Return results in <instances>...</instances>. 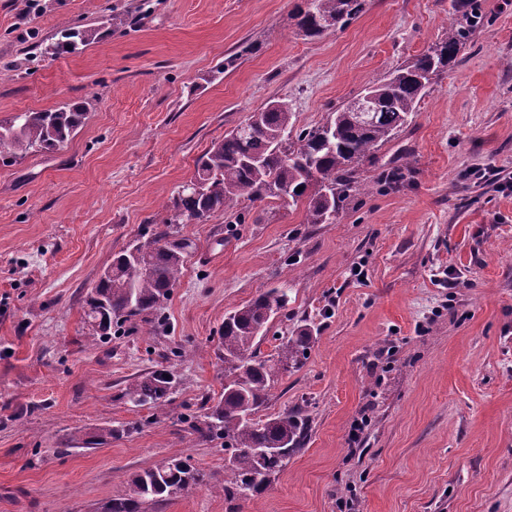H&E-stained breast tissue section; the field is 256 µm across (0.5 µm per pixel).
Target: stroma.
<instances>
[{"label": "stroma", "mask_w": 512, "mask_h": 512, "mask_svg": "<svg viewBox=\"0 0 512 512\" xmlns=\"http://www.w3.org/2000/svg\"><path fill=\"white\" fill-rule=\"evenodd\" d=\"M300 3L0 0V121L93 102L60 150L0 160V512H105L181 457L204 484L146 512H512V0H475L456 62L333 222L267 199L172 225L192 249L161 320L105 340L86 322L101 272L159 231L212 143L279 99L296 129L322 125L444 38L451 8L365 0L310 39ZM272 288L288 305L261 356L303 328L311 342L263 412L302 408L308 436L261 494L231 500L222 441L190 426L224 388L225 315ZM158 369L175 380L164 411L132 406L128 385ZM102 426L122 434L83 447ZM103 27L99 28H90V29H70L68 32L64 33L54 45H52V55H61L64 53H72L75 52L79 46L87 45L93 42L100 35V30Z\"/></svg>", "instance_id": "1"}]
</instances>
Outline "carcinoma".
<instances>
[{
	"mask_svg": "<svg viewBox=\"0 0 512 512\" xmlns=\"http://www.w3.org/2000/svg\"><path fill=\"white\" fill-rule=\"evenodd\" d=\"M364 0H307L297 12V26L304 36H323L320 23L342 24L360 13ZM456 18L445 38L412 61L396 67L384 79L366 89L378 95L379 111L363 126L352 113L339 109L314 129L294 132L293 112L286 100H278L237 125L224 139L204 151L194 164V176L205 191L194 193L181 185L168 205L170 214L162 223L203 224L224 207L239 200H279L294 206L307 198L306 223L323 224L339 213L356 191V175L363 162H372L380 147L407 123L432 80L448 71L472 26L467 0H453ZM99 29H71L54 45L55 55L72 53L93 42ZM89 102L65 104L41 112H18L7 124L21 133L0 147L13 158L32 153H50L72 139L84 126ZM281 140V153L271 150ZM301 191H296V188ZM184 239L172 240L163 230L144 243L132 246L112 261L111 273L98 281L87 300L86 318L101 338L112 326L143 313L160 310L179 280L188 255ZM288 303L287 293L271 289L231 311L224 321V392L208 408L202 423L192 429L202 439H222L232 449L224 465V493L249 498L261 492L268 478L280 471L288 457L300 449L306 433L305 419L295 411L256 417L270 396L279 374L295 368L306 354L310 332L302 329L286 336L277 357L262 359L257 346L265 337L273 315ZM173 378L156 370L126 389L137 407L163 410L169 402ZM256 448H282L279 460L261 458ZM204 475L186 459L143 470L130 489L112 498L108 512H146V505L177 491L197 486Z\"/></svg>",
	"mask_w": 512,
	"mask_h": 512,
	"instance_id": "cac0c4a2",
	"label": "carcinoma"
}]
</instances>
